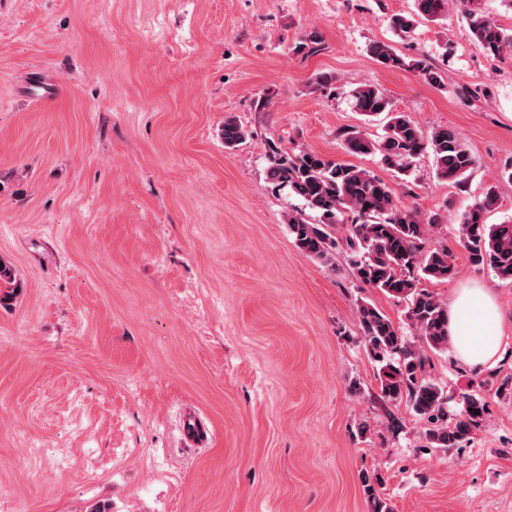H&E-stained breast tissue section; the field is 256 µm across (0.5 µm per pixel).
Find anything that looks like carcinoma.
I'll return each mask as SVG.
<instances>
[{"label":"carcinoma","mask_w":512,"mask_h":512,"mask_svg":"<svg viewBox=\"0 0 512 512\" xmlns=\"http://www.w3.org/2000/svg\"><path fill=\"white\" fill-rule=\"evenodd\" d=\"M484 0H460L462 19L474 42L494 57L512 50V32L499 27L484 9ZM448 19V0H414L409 15H394L391 27L408 33L421 22L441 24ZM370 55L387 69H410L432 87L444 85L442 75L426 58L405 57L392 46L374 43ZM354 107L368 117L383 114L384 134L371 139L361 130L344 138L353 155H375L387 168L401 176L409 174L417 158L428 153L435 174L460 185L473 169L475 160L459 132L448 127L425 135L408 113L394 108L381 87L363 84L349 91ZM224 148L234 149L249 132L232 116L224 118ZM269 182L298 197L302 207L285 216L297 248L304 254L330 264L336 250L348 252L355 278L394 298L407 302L406 318L419 331L425 347L408 343L390 317L375 304L358 307L360 335L371 360L378 364L380 393L387 402L406 401L415 414L431 427L425 432L429 448H455L469 440L480 427L486 410L484 400L474 394L462 396V408H448V397L428 375L426 349H448V304L425 283L447 281L457 274L453 252L446 246L426 250V236L438 217L419 216L396 197L378 176L356 165L337 163L309 150L292 155L272 150L266 169ZM499 202L498 186H489L481 200L459 217L458 243L470 263L486 267L499 278L512 282V220L488 224L485 214ZM16 271L0 260V304L22 291ZM364 493L371 512H391L374 487V475H362Z\"/></svg>","instance_id":"1"}]
</instances>
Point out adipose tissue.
<instances>
[{"label": "adipose tissue", "mask_w": 512, "mask_h": 512, "mask_svg": "<svg viewBox=\"0 0 512 512\" xmlns=\"http://www.w3.org/2000/svg\"><path fill=\"white\" fill-rule=\"evenodd\" d=\"M448 333L459 357L473 363L490 361L502 336L497 306L481 288L463 289L448 313Z\"/></svg>", "instance_id": "ef3b65f1"}]
</instances>
